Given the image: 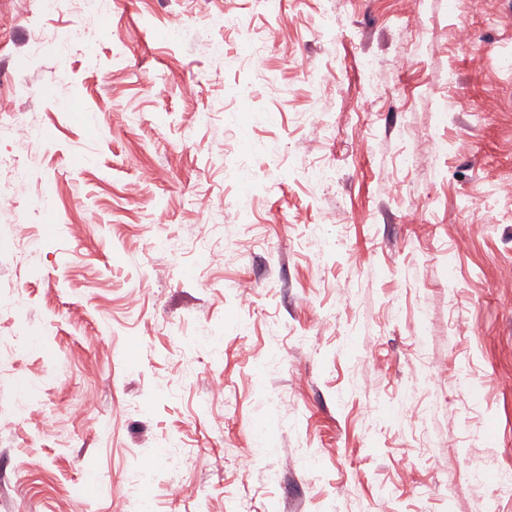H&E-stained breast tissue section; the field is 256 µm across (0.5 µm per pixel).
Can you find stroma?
Segmentation results:
<instances>
[{
	"label": "stroma",
	"mask_w": 512,
	"mask_h": 512,
	"mask_svg": "<svg viewBox=\"0 0 512 512\" xmlns=\"http://www.w3.org/2000/svg\"><path fill=\"white\" fill-rule=\"evenodd\" d=\"M510 181L512 0H0V512H512Z\"/></svg>",
	"instance_id": "35a3bbf8"
}]
</instances>
